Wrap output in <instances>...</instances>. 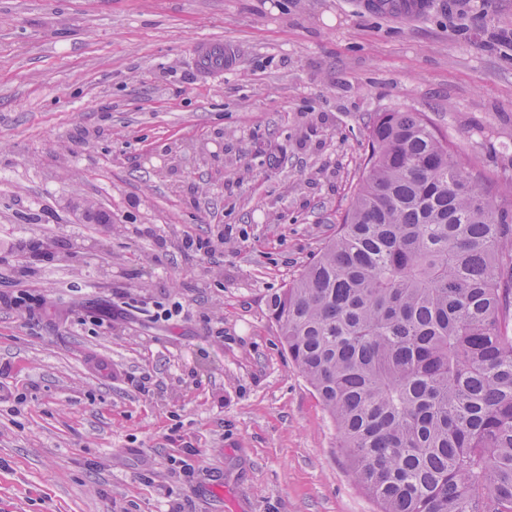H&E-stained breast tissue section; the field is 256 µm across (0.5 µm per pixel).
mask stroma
I'll return each mask as SVG.
<instances>
[{
	"label": "stroma",
	"mask_w": 512,
	"mask_h": 512,
	"mask_svg": "<svg viewBox=\"0 0 512 512\" xmlns=\"http://www.w3.org/2000/svg\"><path fill=\"white\" fill-rule=\"evenodd\" d=\"M375 2L0 0V512H376L267 300L376 113L512 209V0Z\"/></svg>",
	"instance_id": "35a3bbf8"
}]
</instances>
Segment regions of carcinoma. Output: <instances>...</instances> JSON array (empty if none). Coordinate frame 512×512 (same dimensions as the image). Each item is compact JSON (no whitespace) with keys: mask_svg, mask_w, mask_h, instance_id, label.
I'll return each mask as SVG.
<instances>
[{"mask_svg":"<svg viewBox=\"0 0 512 512\" xmlns=\"http://www.w3.org/2000/svg\"><path fill=\"white\" fill-rule=\"evenodd\" d=\"M378 512H512V210L419 112H380L348 209L267 303Z\"/></svg>","mask_w":512,"mask_h":512,"instance_id":"1","label":"carcinoma"}]
</instances>
